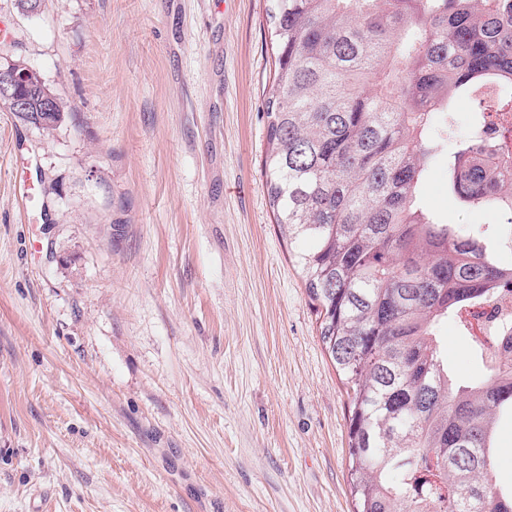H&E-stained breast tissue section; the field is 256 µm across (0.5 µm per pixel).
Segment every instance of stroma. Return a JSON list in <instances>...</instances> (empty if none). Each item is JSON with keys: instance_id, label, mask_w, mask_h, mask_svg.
<instances>
[{"instance_id": "35a3bbf8", "label": "stroma", "mask_w": 512, "mask_h": 512, "mask_svg": "<svg viewBox=\"0 0 512 512\" xmlns=\"http://www.w3.org/2000/svg\"><path fill=\"white\" fill-rule=\"evenodd\" d=\"M271 7L0 0V66L71 107L0 104V512H353L349 395L266 187ZM421 202L500 221L444 157ZM45 102H46V106H45L44 110L46 112H44V113H46V114H42L41 116H38L36 125L41 126L43 124L49 123L50 120L55 115L54 113L57 112V117L53 118L48 125L41 128L42 131H50V130H53L54 128H56L61 122H63L67 112H71V107L68 106L63 100H61L59 98V102L56 107V110L53 112L54 105L57 103L56 97H54L52 95H48L45 97ZM31 125L36 126L35 124H31Z\"/></svg>"}]
</instances>
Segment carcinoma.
<instances>
[{"label": "carcinoma", "mask_w": 512, "mask_h": 512, "mask_svg": "<svg viewBox=\"0 0 512 512\" xmlns=\"http://www.w3.org/2000/svg\"><path fill=\"white\" fill-rule=\"evenodd\" d=\"M267 191L300 256L322 343L352 390L354 512H512L488 479L512 420V355L480 340L476 378L449 368L438 325L512 287L488 230L419 195L448 154L460 207L512 224V182L456 101L512 112V0H274ZM30 107L48 86L30 70ZM397 475L392 481L389 476Z\"/></svg>", "instance_id": "1"}]
</instances>
